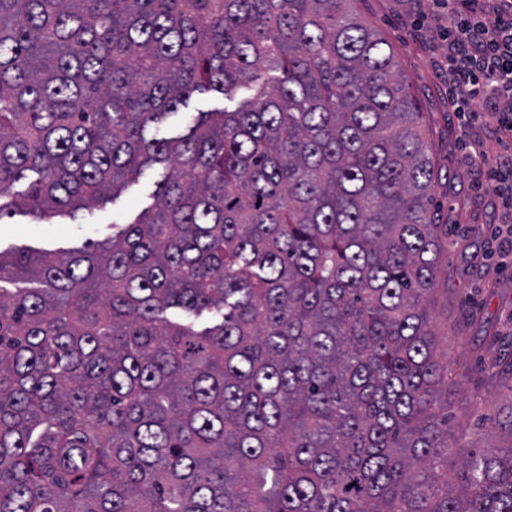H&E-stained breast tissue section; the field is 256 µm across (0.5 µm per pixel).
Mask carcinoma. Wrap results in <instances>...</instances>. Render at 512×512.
I'll return each mask as SVG.
<instances>
[{
    "mask_svg": "<svg viewBox=\"0 0 512 512\" xmlns=\"http://www.w3.org/2000/svg\"><path fill=\"white\" fill-rule=\"evenodd\" d=\"M355 2L0 0V196L48 224L163 167L117 234L0 254V512H512V404L448 476V225ZM256 83H252L251 86L241 87L237 89L233 99L231 100H222L220 97H216L211 93H203L199 94L197 92L193 93L190 99L187 102V108H185L186 112H210L214 109H222L223 107H227L229 110L235 109L241 101L246 98L252 97L254 94V88Z\"/></svg>",
    "mask_w": 512,
    "mask_h": 512,
    "instance_id": "obj_1",
    "label": "carcinoma"
}]
</instances>
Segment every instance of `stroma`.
<instances>
[{"instance_id":"1","label":"stroma","mask_w":512,"mask_h":512,"mask_svg":"<svg viewBox=\"0 0 512 512\" xmlns=\"http://www.w3.org/2000/svg\"><path fill=\"white\" fill-rule=\"evenodd\" d=\"M359 13L374 22L393 46L428 125L439 171L432 211L447 225L454 246L439 275L448 281V297L439 300L435 325L448 338V375L464 393L479 396L467 413H454L448 433V467L459 468V440L488 447L498 443L499 429H485L512 400V391L491 380L483 363L490 356L512 360V268L490 254L489 243L503 211L484 174L512 165V153L496 143L499 116L480 112L471 119L448 109V48L438 34L434 0H357ZM487 144L483 167H470L465 145ZM154 179L140 177L114 198L91 204L71 224H36L15 214L0 224V250L74 248L112 234L114 224H128L154 203Z\"/></svg>"}]
</instances>
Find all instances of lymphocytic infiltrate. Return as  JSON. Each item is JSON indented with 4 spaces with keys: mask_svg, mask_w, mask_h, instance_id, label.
<instances>
[{
    "mask_svg": "<svg viewBox=\"0 0 512 512\" xmlns=\"http://www.w3.org/2000/svg\"><path fill=\"white\" fill-rule=\"evenodd\" d=\"M448 24V101L456 112L481 108L512 133V0H438Z\"/></svg>",
    "mask_w": 512,
    "mask_h": 512,
    "instance_id": "1",
    "label": "lymphocytic infiltrate"
}]
</instances>
